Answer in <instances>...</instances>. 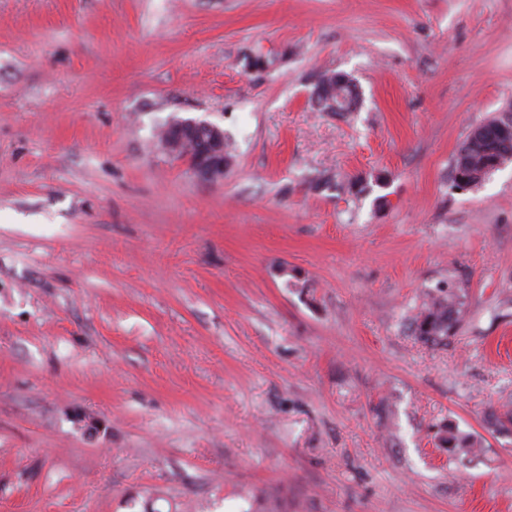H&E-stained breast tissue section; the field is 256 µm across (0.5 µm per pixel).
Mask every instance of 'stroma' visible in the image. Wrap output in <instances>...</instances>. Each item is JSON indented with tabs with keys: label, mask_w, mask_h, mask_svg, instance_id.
<instances>
[{
	"label": "stroma",
	"mask_w": 512,
	"mask_h": 512,
	"mask_svg": "<svg viewBox=\"0 0 512 512\" xmlns=\"http://www.w3.org/2000/svg\"><path fill=\"white\" fill-rule=\"evenodd\" d=\"M508 110L512 0H0V512H512ZM324 83L325 93L329 95L333 104L338 103L341 108H344L346 113L358 112L361 104L358 105L357 100L353 97L352 86H355L353 79L347 74L341 72H325L319 76ZM342 100V102H340ZM502 123L512 127V113L503 112L499 116L492 117L477 124L459 145L452 165V182L458 189L472 188L481 184L494 171H486L488 164L501 156L503 144L506 140L490 133L480 131L489 125ZM463 183L461 187L460 183ZM183 125H190L193 128H197L199 130L207 131V136L202 137L201 140L204 142V146L201 148V152L195 159V167H193L194 162H190V167H193V173L198 175V178L203 181H209L214 178L216 171H221L224 174V155L228 158H231L230 153L228 152V143L224 138V150L220 151V131L217 128L218 126L212 125L210 123H195L193 121H188ZM457 293L440 291L425 303L412 320V335L427 345H437L454 332L461 312Z\"/></svg>",
	"instance_id": "35a3bbf8"
}]
</instances>
